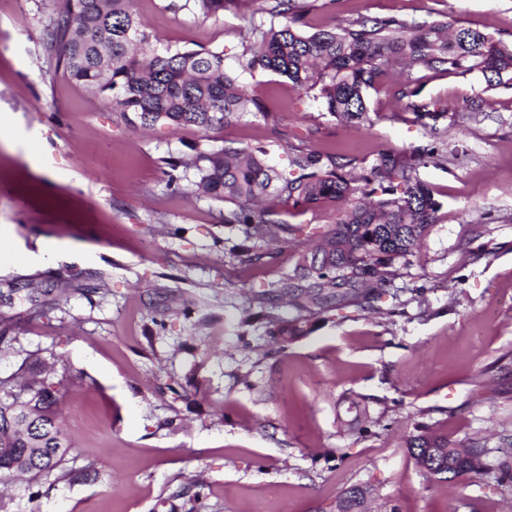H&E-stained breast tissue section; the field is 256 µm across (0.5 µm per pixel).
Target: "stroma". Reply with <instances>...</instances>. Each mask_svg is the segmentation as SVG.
Masks as SVG:
<instances>
[{"label": "stroma", "mask_w": 512, "mask_h": 512, "mask_svg": "<svg viewBox=\"0 0 512 512\" xmlns=\"http://www.w3.org/2000/svg\"><path fill=\"white\" fill-rule=\"evenodd\" d=\"M59 4L0 0V282L72 286L46 314L13 309L0 378L36 350L83 373L64 401L75 441L65 467L91 475L0 485V512H337L353 485L366 488L367 512H512V484L432 479L406 445L421 427L460 447L512 436V89L401 66L369 90L356 129L284 76L239 71L252 23H272L269 13L206 20L134 0L154 45L223 50L266 106L208 134L145 130L49 75L43 32ZM440 12L512 46V0H315L303 30ZM408 84L417 103L446 109L441 139L401 97ZM209 138L264 147L275 166L319 149L354 176L379 150L435 143L417 175L436 222L375 308L323 315L279 345L244 310L305 246L261 242L258 263L242 265L224 203L170 186V161H190Z\"/></svg>", "instance_id": "1"}]
</instances>
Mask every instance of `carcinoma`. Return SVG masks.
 I'll return each mask as SVG.
<instances>
[{
	"label": "carcinoma",
	"mask_w": 512,
	"mask_h": 512,
	"mask_svg": "<svg viewBox=\"0 0 512 512\" xmlns=\"http://www.w3.org/2000/svg\"><path fill=\"white\" fill-rule=\"evenodd\" d=\"M227 0H169L167 8L194 10L203 18L224 13ZM311 5L305 0H273L269 13L278 25L253 27L254 43L244 48L239 67L258 68L288 78L301 90H318L326 110L353 126L368 120L366 92L387 69L420 66L449 73L481 74L484 91L512 86V48L440 14L422 26L393 17H360L338 29L307 34L300 29ZM54 72L106 97L126 123L144 128L159 123L194 126L207 133L243 112L263 111L228 70L224 52L211 49H166L157 52L133 10V0H61L44 32ZM435 154L429 144L407 154L381 151L357 180L347 177L336 156L300 151L289 167L270 165L260 148L206 144L196 149L185 168L193 170L196 191L230 203L224 223L236 224L243 244L238 257L256 263L259 242H295L301 224L272 219L277 201L306 209L331 206L336 223L317 235L321 243L304 251L293 274L271 294L252 302L263 312L273 335L301 336L310 320L347 305L371 303L389 292L399 276L397 264L412 255L427 228L436 223L439 204L419 180L417 168ZM65 288H31L11 282L0 292V305L26 302L42 313L47 297ZM295 301L299 314L281 318L275 310L283 298ZM39 353L29 354L19 370L31 375L19 385L0 379V481L25 474L38 481L63 470L75 447L62 426L61 401L66 385L81 380L71 369L34 371ZM408 452L441 481L489 470V450L475 442L456 447L444 435L426 429L408 440ZM366 490L344 489L338 512H361Z\"/></svg>",
	"instance_id": "1"
}]
</instances>
